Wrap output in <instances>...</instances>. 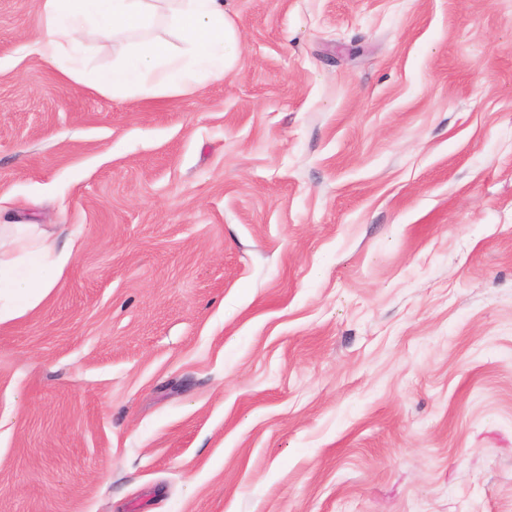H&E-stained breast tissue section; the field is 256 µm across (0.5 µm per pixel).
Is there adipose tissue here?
<instances>
[{"instance_id":"ef3b65f1","label":"adipose tissue","mask_w":512,"mask_h":512,"mask_svg":"<svg viewBox=\"0 0 512 512\" xmlns=\"http://www.w3.org/2000/svg\"><path fill=\"white\" fill-rule=\"evenodd\" d=\"M161 18L178 43L132 38L110 69L89 76L77 65L86 32L132 37ZM233 42L223 0H41L30 48L67 80L102 94L150 98L223 79ZM66 262L44 225L0 224V323L22 315L57 287Z\"/></svg>"}]
</instances>
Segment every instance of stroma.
I'll return each instance as SVG.
<instances>
[{
  "mask_svg": "<svg viewBox=\"0 0 512 512\" xmlns=\"http://www.w3.org/2000/svg\"><path fill=\"white\" fill-rule=\"evenodd\" d=\"M0 0V512H512V0H224L223 81L69 82ZM55 251L45 224H0V323L57 287L68 257Z\"/></svg>",
  "mask_w": 512,
  "mask_h": 512,
  "instance_id": "stroma-1",
  "label": "stroma"
}]
</instances>
